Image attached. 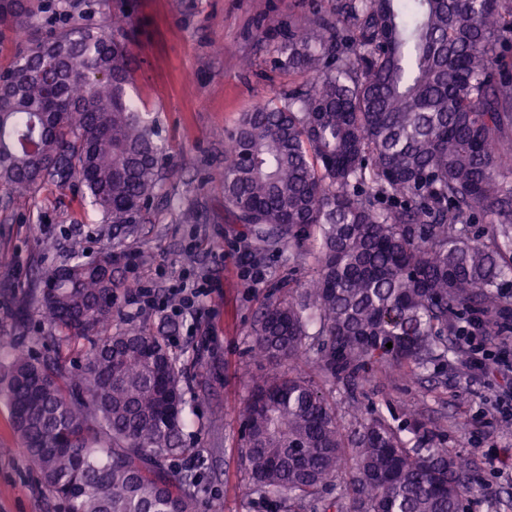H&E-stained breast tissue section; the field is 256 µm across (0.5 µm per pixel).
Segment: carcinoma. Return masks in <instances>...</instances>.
Wrapping results in <instances>:
<instances>
[{
  "mask_svg": "<svg viewBox=\"0 0 512 512\" xmlns=\"http://www.w3.org/2000/svg\"><path fill=\"white\" fill-rule=\"evenodd\" d=\"M35 0H0V40L34 27ZM131 30L59 29L0 71V186L34 197L76 178L84 201L129 237L150 221L166 155L129 97ZM512 0H339L336 20L288 33L284 64L312 74L280 103L241 114L219 186L226 212L266 249L313 259L296 297L267 304L253 336L270 360L317 345L328 379L366 381L391 363L448 361V337L512 322ZM490 219L478 241L471 225ZM107 249L72 254L19 301L56 333L41 358L0 364L11 425L48 493L69 512H195L171 458L187 383L167 335L112 330L123 287ZM85 341L74 370L62 344ZM392 348H387V343ZM253 489L281 512H459L466 464L416 425L380 410L343 426L292 370L254 386L239 410ZM342 481L333 501L321 492Z\"/></svg>",
  "mask_w": 512,
  "mask_h": 512,
  "instance_id": "obj_1",
  "label": "carcinoma"
}]
</instances>
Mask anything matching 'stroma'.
<instances>
[{
	"instance_id": "1",
	"label": "stroma",
	"mask_w": 512,
	"mask_h": 512,
	"mask_svg": "<svg viewBox=\"0 0 512 512\" xmlns=\"http://www.w3.org/2000/svg\"><path fill=\"white\" fill-rule=\"evenodd\" d=\"M38 39L64 19L105 29L122 9L136 31L131 45V94L153 120L165 148L163 179L150 223L114 244L111 225L84 204L72 186H50L36 197L8 199L0 189V362L14 346L39 357L50 344V328L38 313L14 320L17 297L37 272L59 265L73 251L87 255L113 248L126 282L116 293L113 328L151 325L168 334L169 349L187 380L190 407L183 439L195 453L170 460L172 472H191L204 493L196 512L219 499L224 512H271L252 490L241 461L242 427L237 411L252 384L276 370L253 353L252 329L269 301L291 295L310 278L311 264L263 249L244 225L224 213L216 176L224 167V143L242 112L281 99L308 73L280 64L278 49L288 30L336 14V0H40ZM193 202L199 219L184 222L182 205ZM53 249H44V242ZM148 253L149 262L138 260ZM261 280L250 278L251 267ZM190 277L212 293L204 321L209 339L201 352L187 348L181 326L161 315L131 316L126 288H163ZM499 367H471L459 351L453 367L415 373L389 368L371 381L322 388L342 417L379 409L402 428L421 421L442 447L466 457L472 469L471 512H512V417L499 411L512 399V333L485 337ZM0 512H63L42 486L10 428L0 400Z\"/></svg>"
}]
</instances>
